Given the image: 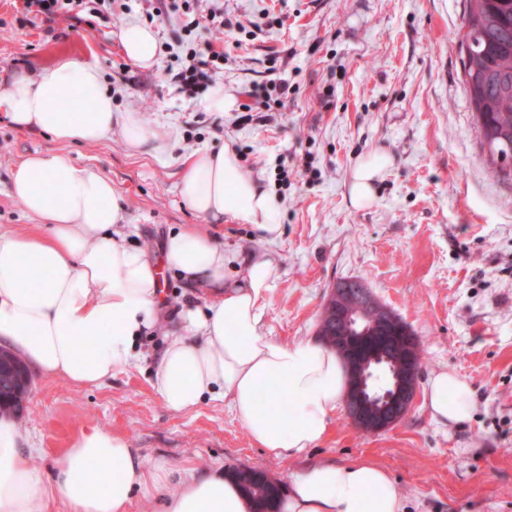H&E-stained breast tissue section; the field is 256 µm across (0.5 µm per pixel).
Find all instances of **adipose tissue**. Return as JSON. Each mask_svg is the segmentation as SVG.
<instances>
[{"mask_svg": "<svg viewBox=\"0 0 512 512\" xmlns=\"http://www.w3.org/2000/svg\"><path fill=\"white\" fill-rule=\"evenodd\" d=\"M125 59L140 69L157 63L153 27L127 23L116 33ZM0 114L16 128L49 133L66 144H96L112 135V93L97 65L68 55L34 74L0 79ZM385 162L360 160L349 186L354 207L370 205ZM11 191L35 226L0 230V346L40 375L96 387L113 372L136 366L139 336L159 322L161 266L209 288L205 305L185 304L167 331L153 386L177 413L208 400L228 403L250 439L268 455L301 454L322 440L345 402L346 371L335 351L311 340L281 343L262 333L276 276L259 259L224 290L232 256L200 224L170 235L162 261L129 242L123 195L111 178L74 164L66 152L37 153L12 172ZM202 220L224 215L250 224L262 240L282 233L279 204L259 188L234 150H199L184 163L178 184ZM277 399L257 402L261 383ZM431 417L466 421L475 405L470 383L447 371L424 391ZM30 435L15 419L0 418V512H50L52 501L71 512H130L136 496L154 495L164 512H253L252 502L221 470L191 461L172 474L147 467L129 438L91 426L56 463L50 477L29 464ZM280 512H404L388 471L356 459L310 465L294 475Z\"/></svg>", "mask_w": 512, "mask_h": 512, "instance_id": "adipose-tissue-1", "label": "adipose tissue"}]
</instances>
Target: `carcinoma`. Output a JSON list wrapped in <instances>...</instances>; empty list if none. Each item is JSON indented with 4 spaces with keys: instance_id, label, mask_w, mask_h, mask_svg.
Listing matches in <instances>:
<instances>
[{
    "instance_id": "obj_1",
    "label": "carcinoma",
    "mask_w": 512,
    "mask_h": 512,
    "mask_svg": "<svg viewBox=\"0 0 512 512\" xmlns=\"http://www.w3.org/2000/svg\"><path fill=\"white\" fill-rule=\"evenodd\" d=\"M461 40L463 76L480 143L498 171L512 177V0H468ZM335 324L323 309L317 334L333 339ZM28 371L10 356L0 357V416L18 415L28 396ZM254 503V512H278L279 485L255 468L227 472Z\"/></svg>"
}]
</instances>
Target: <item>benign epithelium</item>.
<instances>
[{
	"instance_id": "7a95c632",
	"label": "benign epithelium",
	"mask_w": 512,
	"mask_h": 512,
	"mask_svg": "<svg viewBox=\"0 0 512 512\" xmlns=\"http://www.w3.org/2000/svg\"><path fill=\"white\" fill-rule=\"evenodd\" d=\"M360 296L361 301L351 307L344 286L331 289L326 304L336 306V320L343 327V335L336 337L334 347L345 353L356 342L387 330L404 355L402 372L384 370L382 362L388 358L377 356L347 366L346 414L360 430L380 433L401 421L413 405L419 376L413 358L415 339L409 324L378 301L370 290H361Z\"/></svg>"
}]
</instances>
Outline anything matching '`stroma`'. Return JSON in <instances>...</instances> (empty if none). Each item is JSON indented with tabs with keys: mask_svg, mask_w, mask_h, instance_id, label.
<instances>
[{
	"mask_svg": "<svg viewBox=\"0 0 512 512\" xmlns=\"http://www.w3.org/2000/svg\"><path fill=\"white\" fill-rule=\"evenodd\" d=\"M223 34L184 28L182 15L132 12L71 24L32 20L21 0H0V73L39 71L66 54L95 63L112 92V137L67 149L75 164L110 177L126 201L131 240L160 259L170 233L198 223L181 200L180 161L199 149H234L260 188L280 200L283 233L272 243L232 218L211 232L240 262L276 268L262 331L294 343L317 336L331 288L362 279L409 323L424 367L417 386L442 371L465 377L475 407L467 421L435 422L422 401L392 429L368 434L345 411L303 456L267 455L223 403L170 411L152 386L164 329L142 336L139 366L106 384L79 388L31 372L20 423L37 449L32 469L49 474L72 439L97 425L128 436L147 465L177 470L250 467L280 485L316 462L374 460L387 469L407 512H512V178L483 160L462 77L458 35L467 0H223ZM153 26L159 44L214 41L224 68L195 97L181 94L175 62L131 66L113 33ZM287 81L288 107L269 118L238 107L254 84ZM231 102L206 110L211 88ZM166 131L164 151L129 153L124 113ZM60 145L0 118V226L29 223L10 193L14 168ZM381 151L391 163L371 205L348 199L359 158Z\"/></svg>",
	"mask_w": 512,
	"mask_h": 512,
	"instance_id": "1",
	"label": "stroma"
}]
</instances>
